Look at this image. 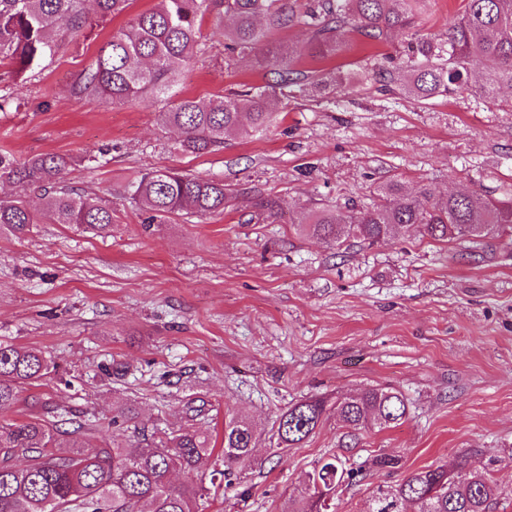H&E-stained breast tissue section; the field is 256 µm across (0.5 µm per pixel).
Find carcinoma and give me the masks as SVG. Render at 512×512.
Masks as SVG:
<instances>
[{
  "label": "carcinoma",
  "mask_w": 512,
  "mask_h": 512,
  "mask_svg": "<svg viewBox=\"0 0 512 512\" xmlns=\"http://www.w3.org/2000/svg\"><path fill=\"white\" fill-rule=\"evenodd\" d=\"M0 0V63L13 65L17 79L39 68L84 36L94 23L122 14L129 0ZM429 0H310L297 8L291 0H156V4L113 31L94 63L74 87L79 97L108 100L114 105L148 102L158 106L162 125L180 130L176 149L204 155L224 149L233 135L257 136L276 123L294 93L307 90L309 76L293 68L306 52L327 58L343 47L346 35L359 33L384 43L396 33L407 34L401 54L368 75L339 72L334 79L350 86L370 78L407 98L428 100L464 85L472 60L492 70L491 84H512V0H465L463 10L444 38L418 34V18ZM209 15L228 19L224 49L245 55L263 52L270 79L263 86L217 95L207 102L179 94L181 67L206 52L202 26ZM306 28L311 37L302 47L277 42L274 30ZM74 164L70 156L43 153L19 163L0 154V183L33 184L42 208L59 224L101 232L112 226V204L94 193L66 184ZM243 193L222 180L183 174L174 169L149 170L124 189V199L147 215L145 228L171 216H209ZM262 220H277L280 204L254 191ZM36 223L26 201L0 197V230L21 234ZM307 235L337 247L359 241L387 244L412 227L436 242L466 240L476 248L489 236H512V197L495 198L468 188L438 198L426 186L404 190L401 180L373 187L371 203L323 205L300 224ZM58 374L57 365L35 347L0 340V409L14 404L28 386ZM336 409L354 436L383 430L408 416L404 396L391 387H371L353 395L327 399L311 396L290 405L277 418L273 437L279 448H299ZM189 422L167 432L138 425L128 407L108 426L133 425L125 439L103 442L86 451L97 425L74 413L59 430L52 411L19 423L0 424V512H200L203 488L192 482L175 486L177 471L198 470L214 453L209 435L196 427L201 407H188ZM256 430L242 418L224 421L218 474L227 482L254 466ZM399 456L380 454L368 469L354 468L339 454L317 461L304 485L288 500L287 512H336V492L364 473L397 471ZM494 463L472 467L464 456L452 470L444 466L408 472L394 486L379 485L368 512H490L499 497L489 477Z\"/></svg>",
  "instance_id": "cac0c4a2"
}]
</instances>
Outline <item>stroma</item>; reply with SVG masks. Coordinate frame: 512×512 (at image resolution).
Segmentation results:
<instances>
[{"mask_svg":"<svg viewBox=\"0 0 512 512\" xmlns=\"http://www.w3.org/2000/svg\"><path fill=\"white\" fill-rule=\"evenodd\" d=\"M152 5L131 0L26 82L0 66V89L18 100L0 112V152L21 161L97 157L95 169L74 166L69 183L113 209L101 236L44 212L23 235L0 232V339L42 350L60 373L25 389L0 422L25 420L45 403L106 421L131 403L141 421L176 427L184 402L199 396L216 437L231 415L260 433L245 478L228 487L203 474L205 512H286L312 465L339 452L357 462L401 455L416 470L454 466L472 448L479 462L501 458L493 512H512V239H484L472 258L463 243L413 229L391 244L339 252L292 222L323 203H366L370 187L392 177L441 196L465 186L512 196V89L484 97L487 69L477 60L467 88L422 102L369 82L348 92L329 84L290 100L263 136L184 154L150 103L115 106L73 92L110 33ZM202 32L208 52L186 69L183 95L264 83L267 68L254 56L225 63L215 18ZM402 40L357 35L337 56L294 67L322 76L374 68ZM163 168L258 185L291 221H257L244 194L221 214L144 229L121 193L139 172ZM116 363L125 375L106 377L103 367ZM383 386L408 402L401 424L346 449L332 415L301 447H274V422L291 403ZM401 478L379 473L340 487L337 512H367L375 487Z\"/></svg>","mask_w":512,"mask_h":512,"instance_id":"stroma-1","label":"stroma"}]
</instances>
